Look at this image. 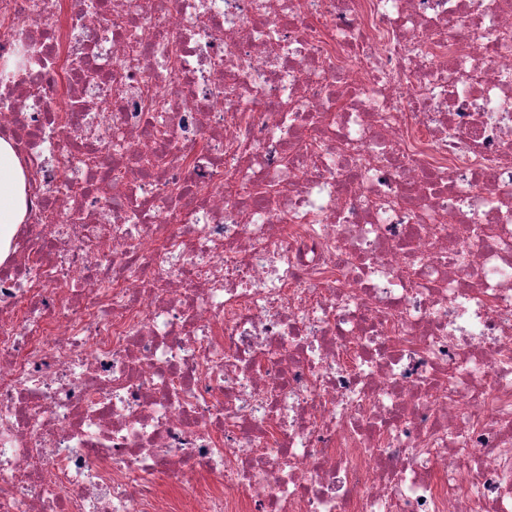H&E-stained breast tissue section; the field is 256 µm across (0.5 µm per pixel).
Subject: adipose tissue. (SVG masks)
Segmentation results:
<instances>
[{
    "instance_id": "obj_1",
    "label": "adipose tissue",
    "mask_w": 512,
    "mask_h": 512,
    "mask_svg": "<svg viewBox=\"0 0 512 512\" xmlns=\"http://www.w3.org/2000/svg\"><path fill=\"white\" fill-rule=\"evenodd\" d=\"M26 175L12 142L0 137V255H6L19 224L27 216Z\"/></svg>"
}]
</instances>
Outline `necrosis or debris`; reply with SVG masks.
<instances>
[{
    "mask_svg": "<svg viewBox=\"0 0 512 512\" xmlns=\"http://www.w3.org/2000/svg\"><path fill=\"white\" fill-rule=\"evenodd\" d=\"M23 44L0 512H512V0H0Z\"/></svg>",
    "mask_w": 512,
    "mask_h": 512,
    "instance_id": "obj_1",
    "label": "necrosis or debris"
}]
</instances>
